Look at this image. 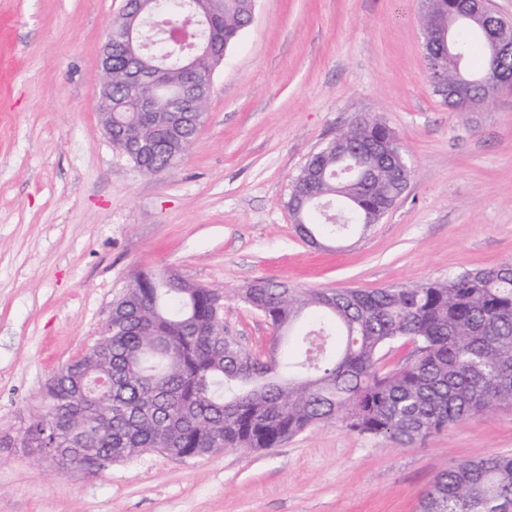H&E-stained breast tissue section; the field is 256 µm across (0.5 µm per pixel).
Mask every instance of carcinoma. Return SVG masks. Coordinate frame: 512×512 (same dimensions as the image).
<instances>
[{
  "mask_svg": "<svg viewBox=\"0 0 512 512\" xmlns=\"http://www.w3.org/2000/svg\"><path fill=\"white\" fill-rule=\"evenodd\" d=\"M183 0H163L158 20L177 19ZM253 0H219L211 23L193 34L238 40ZM480 20L464 17L450 34L448 78L474 83L473 101L512 84V53L493 56L482 40L478 71L461 70ZM156 60L119 44L112 93L131 103L129 69ZM185 72L171 57L155 74V108L147 122L165 133ZM196 127L187 126L173 150L163 148L136 171L162 174L186 155ZM404 150L389 127L363 117L313 154L288 200L307 239L333 240L366 231L368 205L388 204L407 188ZM348 166L367 174L371 198L333 176ZM242 300L276 330L307 309L323 315L301 340L304 359L272 365L222 333L223 296L170 270L137 272L112 305V330L47 381L44 410L21 429V444L65 470L83 452L103 449L127 460L146 449L202 457L219 449L272 448L319 423L336 421L360 435L402 445L512 403V262L466 270L444 281L365 290L302 291L257 281ZM342 351L328 354L336 333ZM399 344L409 354L388 369L383 351ZM420 512H512V455L464 460L443 469L421 497Z\"/></svg>",
  "mask_w": 512,
  "mask_h": 512,
  "instance_id": "obj_1",
  "label": "carcinoma"
}]
</instances>
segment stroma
<instances>
[{
    "instance_id": "1",
    "label": "stroma",
    "mask_w": 512,
    "mask_h": 512,
    "mask_svg": "<svg viewBox=\"0 0 512 512\" xmlns=\"http://www.w3.org/2000/svg\"><path fill=\"white\" fill-rule=\"evenodd\" d=\"M124 0H0V436L82 354L140 270L224 294L247 350L296 353L241 299L257 280L379 289L512 262V93L459 112L434 94L424 0H255L213 75L187 155L160 176L113 149L95 109ZM369 116L404 145L408 186L342 247L303 242L288 210L309 157ZM512 453V404L406 447L339 423L276 447L147 451L93 473L0 447V512H418L446 465Z\"/></svg>"
}]
</instances>
